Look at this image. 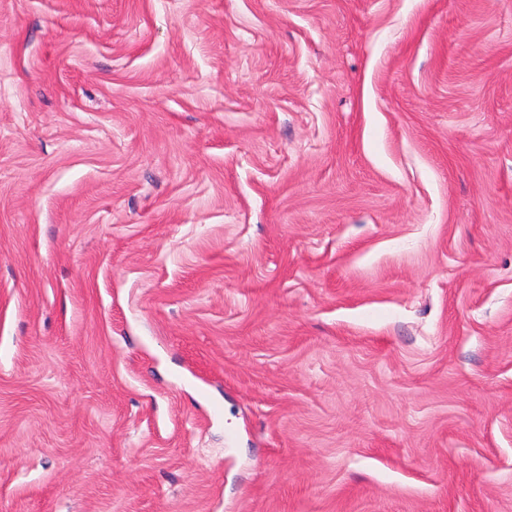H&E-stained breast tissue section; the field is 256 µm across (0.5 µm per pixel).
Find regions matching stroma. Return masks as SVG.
<instances>
[{
  "mask_svg": "<svg viewBox=\"0 0 512 512\" xmlns=\"http://www.w3.org/2000/svg\"><path fill=\"white\" fill-rule=\"evenodd\" d=\"M0 512H512V0H0Z\"/></svg>",
  "mask_w": 512,
  "mask_h": 512,
  "instance_id": "stroma-1",
  "label": "stroma"
}]
</instances>
